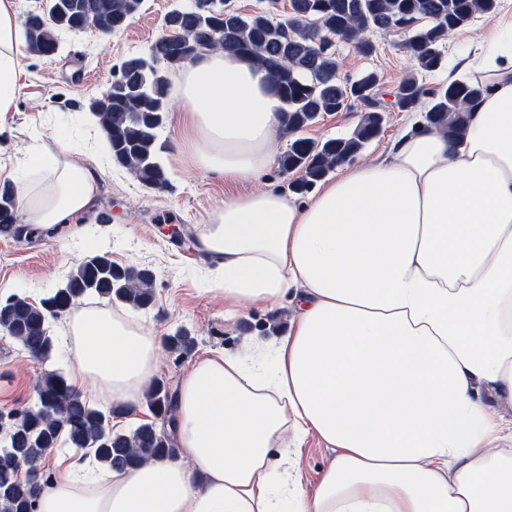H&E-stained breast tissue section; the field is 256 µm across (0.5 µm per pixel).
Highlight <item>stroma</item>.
Returning <instances> with one entry per match:
<instances>
[{
  "mask_svg": "<svg viewBox=\"0 0 512 512\" xmlns=\"http://www.w3.org/2000/svg\"><path fill=\"white\" fill-rule=\"evenodd\" d=\"M175 0H144L141 12L124 30L102 36L95 32L65 34L58 52L51 57L26 55L23 89L17 109L4 119L8 135L0 137V167L13 168L34 138L54 142L56 149L90 150L93 136L79 120L91 98L101 96L123 60L147 53L163 34V18ZM493 19L480 16L450 34L441 44L443 69L424 76L426 87L447 84L450 72L469 58L476 38L491 29ZM372 54L359 53L349 44L336 45L339 74L357 78L373 71L379 77L378 96L388 104L380 134L358 155V162L379 158L400 131L406 115L393 102L399 86L413 65L401 44L403 34L372 35ZM362 112L352 107L325 114L303 131L315 141L350 135ZM175 128L166 124L161 139L166 148L162 161L169 184L164 189L143 186L128 170L113 160L102 163L99 192L93 211L85 216L78 232L54 227L28 240L0 237V299L12 295L39 301L61 284L86 256L105 253L123 266H147L155 272V304L130 316L160 338L178 330L196 340L193 351L183 357L161 348L156 378L177 388L182 375L202 356L212 352L249 355V343L269 340L270 325L288 327L291 308L271 311L262 306L248 308L234 319L224 315V293L211 277L210 258L198 248V236L210 212L224 198V183L204 171L185 167L171 148ZM177 224L186 242L178 246L161 227ZM62 320L52 321L53 351L48 360L33 358L7 333L0 330V411L36 400V383L48 371L69 373L72 356L57 331Z\"/></svg>",
  "mask_w": 512,
  "mask_h": 512,
  "instance_id": "obj_1",
  "label": "stroma"
}]
</instances>
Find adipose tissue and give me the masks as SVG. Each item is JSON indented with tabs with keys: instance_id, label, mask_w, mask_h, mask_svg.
Here are the masks:
<instances>
[{
	"instance_id": "adipose-tissue-1",
	"label": "adipose tissue",
	"mask_w": 512,
	"mask_h": 512,
	"mask_svg": "<svg viewBox=\"0 0 512 512\" xmlns=\"http://www.w3.org/2000/svg\"><path fill=\"white\" fill-rule=\"evenodd\" d=\"M20 0H0V115L28 52ZM484 89L450 138L410 114L385 157L340 168L308 198L239 192L276 162L282 103L231 51L184 64L174 154L229 190L198 244L234 307L297 309L258 359L209 353L183 375L177 456L107 472L73 459L37 512H512V16L457 70ZM15 175L26 224H75L95 168L41 139ZM69 374L102 402L138 400L154 334L85 305L66 320ZM333 458L313 489L284 439Z\"/></svg>"
}]
</instances>
